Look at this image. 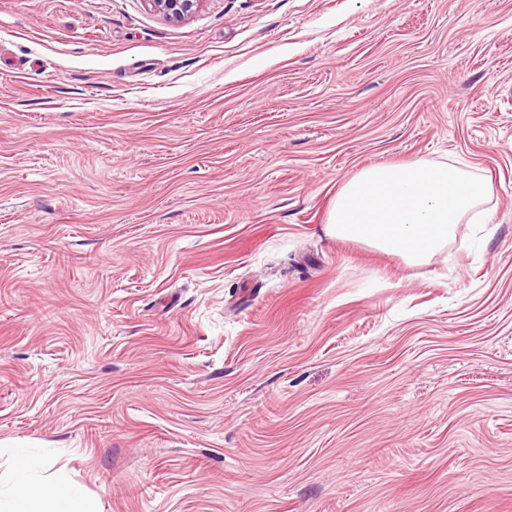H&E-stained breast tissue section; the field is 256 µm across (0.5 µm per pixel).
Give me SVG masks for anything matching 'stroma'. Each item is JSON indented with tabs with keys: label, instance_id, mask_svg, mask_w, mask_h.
<instances>
[{
	"label": "stroma",
	"instance_id": "stroma-1",
	"mask_svg": "<svg viewBox=\"0 0 512 512\" xmlns=\"http://www.w3.org/2000/svg\"><path fill=\"white\" fill-rule=\"evenodd\" d=\"M460 160L493 235H326ZM96 512H512V0H0V477ZM153 11L170 21H181L191 16L202 0H145Z\"/></svg>",
	"mask_w": 512,
	"mask_h": 512
}]
</instances>
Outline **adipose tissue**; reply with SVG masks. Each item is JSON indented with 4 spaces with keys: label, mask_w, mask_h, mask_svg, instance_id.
<instances>
[{
    "label": "adipose tissue",
    "mask_w": 512,
    "mask_h": 512,
    "mask_svg": "<svg viewBox=\"0 0 512 512\" xmlns=\"http://www.w3.org/2000/svg\"><path fill=\"white\" fill-rule=\"evenodd\" d=\"M32 470L28 455L15 452L13 481L7 491H0V512H94L81 487L60 481L45 490Z\"/></svg>",
    "instance_id": "adipose-tissue-1"
}]
</instances>
